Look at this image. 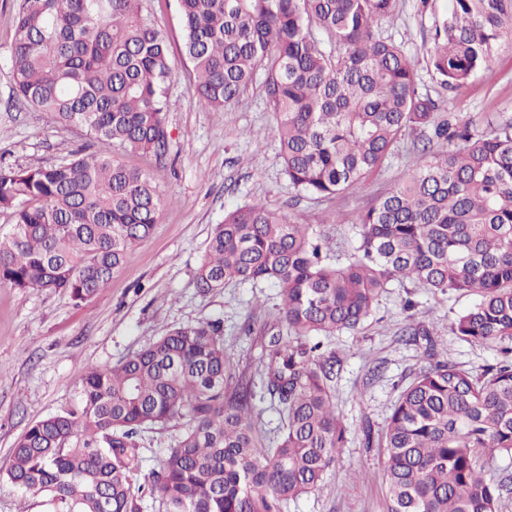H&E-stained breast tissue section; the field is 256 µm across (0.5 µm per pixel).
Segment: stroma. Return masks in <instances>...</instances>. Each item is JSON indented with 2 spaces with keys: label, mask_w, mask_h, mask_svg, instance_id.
Masks as SVG:
<instances>
[{
  "label": "stroma",
  "mask_w": 512,
  "mask_h": 512,
  "mask_svg": "<svg viewBox=\"0 0 512 512\" xmlns=\"http://www.w3.org/2000/svg\"><path fill=\"white\" fill-rule=\"evenodd\" d=\"M17 0H0V166L52 164L85 145L81 129L56 123L44 112L17 103L12 92L10 47ZM449 0H396L392 16L379 21L383 36L402 43L418 73L421 91L446 97L449 111L469 118L512 114V33L504 35L491 68L466 85L442 93L429 69L426 50ZM141 12L164 35L170 52L166 125L170 149L162 158L122 154V161L148 170L163 197L151 237L130 249L123 267L102 292L75 302L68 295L0 284V466L32 423L77 405L82 373L132 356L167 331L201 320L221 321L224 351L236 371L258 376L260 341L246 334L274 323L280 303L273 284H229L200 293L196 271L208 239L224 214L254 202L313 225L328 239L331 263L353 253L359 212L408 176L417 154L412 138L402 141L391 165L364 185L330 200L299 196L283 172L275 118L261 83H253L233 109L202 108L189 89L190 65L181 55V17L176 0H141ZM413 299L412 310L403 307ZM474 302L470 295H435L393 285L383 293L362 329L323 339L339 371L332 383L336 408L349 432L319 492L290 502L288 512H387L383 453L364 433L380 435L400 391L428 362L438 359L481 373L501 358V345L469 344L449 334L448 320ZM429 328L435 340L404 342L407 325Z\"/></svg>",
  "instance_id": "obj_1"
}]
</instances>
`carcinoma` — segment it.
<instances>
[{"label":"carcinoma","mask_w":512,"mask_h":512,"mask_svg":"<svg viewBox=\"0 0 512 512\" xmlns=\"http://www.w3.org/2000/svg\"><path fill=\"white\" fill-rule=\"evenodd\" d=\"M140 0H19L11 49L21 103L87 130L97 148L58 163L0 166V282L82 302L106 288L127 250L150 238L162 196L146 171L112 155L165 156L172 77L164 36ZM190 90L231 109L264 74L289 184L317 200L361 184L409 133L414 169L356 220L359 245L326 261L310 224L244 203L214 225L198 288L269 282L277 329L264 336L260 381L281 426L266 446L253 426L255 384L236 375L218 323L170 330L112 366L83 373L77 406L33 423L5 474L46 512H285L321 490L347 440L321 337L359 330L379 297L406 282L475 294L448 332L512 341V116L461 120L419 90L402 45L374 29L395 0H177ZM512 31V0H450L428 65L456 90L490 67ZM479 375L447 361L403 388L380 435L388 512H499L507 484L480 457L512 458V348ZM181 432L134 487L145 435Z\"/></svg>","instance_id":"carcinoma-1"}]
</instances>
